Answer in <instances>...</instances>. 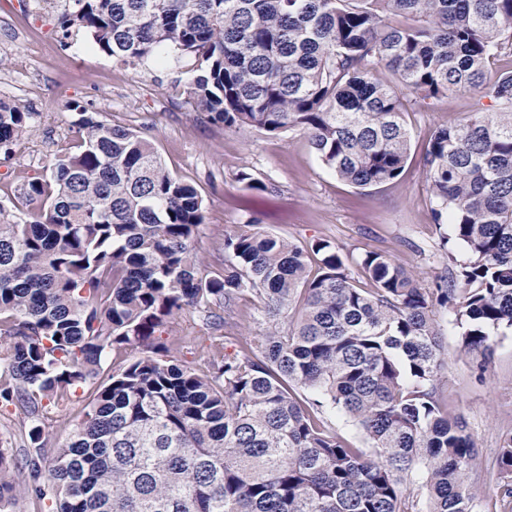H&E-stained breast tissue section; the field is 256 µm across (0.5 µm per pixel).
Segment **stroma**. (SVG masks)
Instances as JSON below:
<instances>
[{"label": "stroma", "mask_w": 512, "mask_h": 512, "mask_svg": "<svg viewBox=\"0 0 512 512\" xmlns=\"http://www.w3.org/2000/svg\"><path fill=\"white\" fill-rule=\"evenodd\" d=\"M55 0H0V99L41 116L36 135L13 154H0V206L24 220L25 182L48 174L72 145L68 106L78 103L101 119L133 127L151 137L167 169L196 187L207 204L198 253L213 259L224 234L258 224L301 245L318 239L336 243L349 258L382 249L430 283L444 262V245L465 260L452 225H435L422 165L424 147L437 126L468 117L477 108L470 93L420 107L406 102L404 121L412 136L405 172L398 180L353 188L325 168L306 134H271L259 129L227 131L203 121L183 94L191 61L167 54L138 71L96 52L82 32L61 40ZM248 173L262 192L241 182ZM224 322V350L238 352L254 330L265 327L260 303L251 297ZM445 367L439 378L451 414L465 420L477 442L475 470L480 512H503L493 467L502 440L512 435V331L491 334L486 370L464 350L450 315L439 312Z\"/></svg>", "instance_id": "obj_1"}]
</instances>
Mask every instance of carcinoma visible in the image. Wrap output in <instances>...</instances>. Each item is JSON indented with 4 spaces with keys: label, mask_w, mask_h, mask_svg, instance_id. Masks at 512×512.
Instances as JSON below:
<instances>
[{
    "label": "carcinoma",
    "mask_w": 512,
    "mask_h": 512,
    "mask_svg": "<svg viewBox=\"0 0 512 512\" xmlns=\"http://www.w3.org/2000/svg\"><path fill=\"white\" fill-rule=\"evenodd\" d=\"M55 27L133 71L164 50L193 59L184 93L202 119L302 129L358 188L403 175L404 96L469 91L496 111L439 126L423 153L434 223L467 259L424 286L368 251L363 288L332 242L257 224L224 234L208 269L198 190L150 139L73 105L76 150L27 182L30 219L0 207V403L19 411L0 432V512H475V439L438 391L435 316L481 354L512 329V67L488 69L512 55V0H62ZM37 117L0 101V149ZM248 294L269 325L228 355L224 312ZM190 310L210 335L170 333ZM196 346L198 365L181 357ZM77 401L82 418L48 445L47 416ZM496 465L507 508L511 435Z\"/></svg>",
    "instance_id": "1"
}]
</instances>
